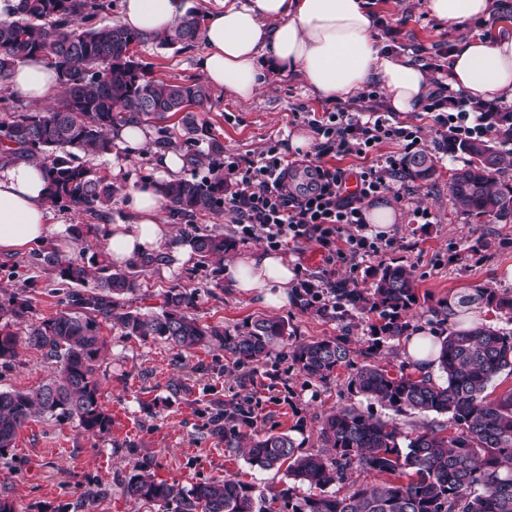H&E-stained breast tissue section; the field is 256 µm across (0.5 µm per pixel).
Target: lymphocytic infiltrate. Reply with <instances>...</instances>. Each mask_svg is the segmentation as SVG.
<instances>
[{
    "instance_id": "obj_1",
    "label": "lymphocytic infiltrate",
    "mask_w": 512,
    "mask_h": 512,
    "mask_svg": "<svg viewBox=\"0 0 512 512\" xmlns=\"http://www.w3.org/2000/svg\"><path fill=\"white\" fill-rule=\"evenodd\" d=\"M444 99L430 108L436 123L447 128L449 136L464 139L485 137L488 129L481 116L456 100L452 112H444ZM307 123L318 136L314 160L307 167L306 187H291L293 161L275 140L257 156L224 162V179L231 189L224 195V211L230 214L237 234L245 240L260 239L268 248L300 252L307 242L316 243L325 257L317 272L305 274L300 289L319 308L335 306L336 263L347 258L372 259L392 245L383 233L373 231L365 218L366 203L382 195L397 193L402 179V160L394 155L380 157L357 176L359 192L346 194V170L327 167L323 157L368 156L384 142L416 147L421 128L396 119L393 113L377 109L351 111L340 107L318 117L305 113Z\"/></svg>"
}]
</instances>
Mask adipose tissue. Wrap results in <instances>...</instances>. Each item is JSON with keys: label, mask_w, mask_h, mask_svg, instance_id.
I'll list each match as a JSON object with an SVG mask.
<instances>
[{"label": "adipose tissue", "mask_w": 512, "mask_h": 512, "mask_svg": "<svg viewBox=\"0 0 512 512\" xmlns=\"http://www.w3.org/2000/svg\"><path fill=\"white\" fill-rule=\"evenodd\" d=\"M200 67L207 84L224 89L240 103L259 92L263 62L304 79L320 98L351 99L380 82L385 104L398 113L417 112L435 90L428 72L383 49L374 37V16L366 0H206ZM428 12L456 25L489 15L493 0H425ZM185 0H122L125 26L162 32L186 13ZM11 90L43 102L58 89L56 70L40 57L20 64L8 77ZM448 86L475 102L512 101V35L495 40H461L448 61ZM48 183L31 161L0 164V254L11 255L58 232L50 221ZM129 220L113 225L105 247L123 266L168 240L164 199L155 187H129ZM227 271L232 284L260 295L266 304L288 301L294 260L259 249L234 256Z\"/></svg>", "instance_id": "ef3b65f1"}]
</instances>
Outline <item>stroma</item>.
Returning a JSON list of instances; mask_svg holds the SVG:
<instances>
[{
  "instance_id": "stroma-1",
  "label": "stroma",
  "mask_w": 512,
  "mask_h": 512,
  "mask_svg": "<svg viewBox=\"0 0 512 512\" xmlns=\"http://www.w3.org/2000/svg\"><path fill=\"white\" fill-rule=\"evenodd\" d=\"M375 15L374 35L385 49L419 63L437 81L448 79V54L458 39L494 37L512 33V0H495L486 20L446 25L427 12L425 0H369ZM203 43L194 47L159 48L151 44L133 51L154 77L177 82L202 80L198 58ZM335 104L320 100L297 76L269 72L265 85L246 104L224 90L210 91L204 114L210 133L224 146L225 155L246 159L260 153L271 139H291L307 131L306 112H332ZM402 122L421 126L420 151L432 156L436 173L422 184H412L404 199L386 195L384 201L400 215L388 235L394 244L381 259L337 263L336 280L348 288H365L368 273L378 262H397L414 273L423 307L414 323L430 335L449 333L438 324L430 307L448 295L489 285L512 292V223L457 212L448 200V180L466 158L439 149L442 129L428 110L403 114ZM149 145L132 155L122 146L112 154L85 157L86 165L120 186L138 183L143 175L154 182L164 177L155 165L156 123H147ZM430 214L429 223H418L416 211ZM51 214L62 230L51 244L64 254H76L70 230L76 224L99 229L126 219L122 201L110 211L93 215L78 207H55ZM197 230L231 237L235 226L229 216L201 212L172 223V237L165 246L164 264L140 279L134 305H157V296L179 284L196 294L193 314L200 322L222 324L236 330L258 318L287 320L295 340L342 337L355 363L365 360L373 316L336 309L319 313L305 308L298 288L288 290V301L279 307L261 297L231 288L223 269L198 263L187 237ZM39 245L13 256H0V285L25 292L31 309L20 319L18 333L42 319L64 311V291L37 254ZM108 344L98 372L102 401L112 416L109 435L84 431L77 421L35 418L19 432L14 448L0 457V498L10 499L16 512H158L156 507L135 508L122 491L121 482L137 466H149L157 477L189 488L211 479L230 476L256 489L281 487V476L251 466L235 448L211 434L207 410L231 400H248L256 415L255 428L288 432L304 451L319 446L322 419L338 408L352 405L381 419L391 410L366 401L347 389L349 369H337L325 383L304 377L277 348L257 371L237 370L220 348L188 354L161 341H141L122 336L104 325ZM13 365L0 366V390L35 391L51 376L53 366L42 353L20 345ZM183 390L174 393L172 383Z\"/></svg>"
}]
</instances>
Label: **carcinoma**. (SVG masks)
<instances>
[{"instance_id": "obj_1", "label": "carcinoma", "mask_w": 512, "mask_h": 512, "mask_svg": "<svg viewBox=\"0 0 512 512\" xmlns=\"http://www.w3.org/2000/svg\"><path fill=\"white\" fill-rule=\"evenodd\" d=\"M112 7V0H18L10 17L0 20V81L34 56L52 59L60 81L54 106L11 112L0 121V158L41 163L51 206H75L95 214L112 207L116 188L76 162L77 154H110L114 128L142 120L163 123L179 114L182 144L162 126L155 146H180L190 177L157 185L165 209L176 219L223 211L224 146L209 136L207 121L199 118L210 99L207 88L154 78L128 54L132 44L194 45L204 15L191 9L168 30L143 33L98 20ZM483 118L501 137L512 138V112H485ZM448 150L468 156L448 181L454 208L468 216L511 220L512 185L497 178L506 158L496 142L453 139ZM403 168L414 182H426L435 174L433 160L424 152L407 156ZM188 244L204 266L224 265L237 249L236 240L211 232L195 233ZM38 257L68 286L67 309L27 329V345L52 362L54 375L31 393L0 391V456L38 416L75 419L85 431L100 436L110 432L112 416L102 403L97 377L106 348L101 334L105 323L128 338L161 340L188 353L218 346L235 366L251 371L292 338L288 322L278 317L257 319L235 332L203 324L188 312L195 293L178 285L167 288L153 310L133 307L128 296L138 291L142 275L164 262L160 254H143L126 267L113 266L104 248L87 259L81 253L62 256L50 246ZM369 276L370 288H338L336 293L339 306L378 316L368 352L373 356L384 341L408 333L409 314L416 310L419 294L414 274L405 265L381 263ZM483 306L512 320V295L491 287L441 298L431 313L445 324ZM30 307V299L14 291L7 302L0 301V315L21 319ZM12 327L8 320L0 325L4 366L18 357L19 340ZM289 356L304 376L320 382L329 381L338 368L349 367L351 392L396 415L448 414L455 431L412 435L394 420L374 419L344 406L323 419L319 448L302 453L285 432H250L254 409L231 401L210 412L212 430L223 433L227 447L241 449L251 464L284 471L292 485L266 494L224 477L186 489L141 466L124 481V494L165 512H272L269 504L274 502L281 503L278 512H512V390L497 397L487 392L501 373L512 374V334L480 324L442 337L435 359L445 375L441 384L427 374L407 372L405 364L394 374L378 363L356 365L342 337L299 342L289 348ZM356 466L383 479L342 496L327 491L344 482ZM298 484L308 492L298 495Z\"/></svg>"}]
</instances>
